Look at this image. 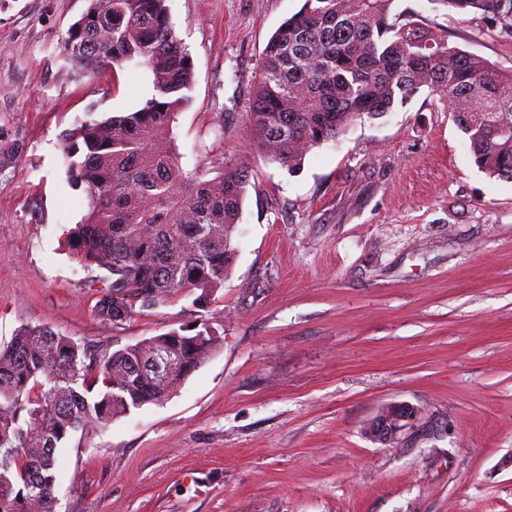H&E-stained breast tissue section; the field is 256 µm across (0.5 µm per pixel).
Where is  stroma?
Returning <instances> with one entry per match:
<instances>
[{
    "mask_svg": "<svg viewBox=\"0 0 512 512\" xmlns=\"http://www.w3.org/2000/svg\"><path fill=\"white\" fill-rule=\"evenodd\" d=\"M303 3L168 0L194 62L184 161H241L250 183L207 307L179 296L112 327L94 312L102 270L64 247L88 201L60 136L140 108L150 74L64 61L88 0H0V343L31 325L114 350L209 318L223 338L168 397L58 449V512H512V180L477 168L425 88L296 173L249 149L263 50ZM392 11L512 69V38L472 17ZM398 403L415 428L372 440Z\"/></svg>",
    "mask_w": 512,
    "mask_h": 512,
    "instance_id": "1",
    "label": "stroma"
}]
</instances>
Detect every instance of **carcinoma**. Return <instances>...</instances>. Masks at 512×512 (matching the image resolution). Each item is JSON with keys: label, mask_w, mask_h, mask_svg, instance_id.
<instances>
[{"label": "carcinoma", "mask_w": 512, "mask_h": 512, "mask_svg": "<svg viewBox=\"0 0 512 512\" xmlns=\"http://www.w3.org/2000/svg\"><path fill=\"white\" fill-rule=\"evenodd\" d=\"M394 0H305L267 42L251 94L249 146L290 172L315 147L406 104L421 88L448 107L475 165L512 179V69L416 33ZM512 37V0H430ZM64 60L87 76L142 65L154 94L141 108L62 135L69 181L88 211L66 247L107 272L95 312L109 325L184 293L205 307L224 284L250 171L217 158L182 164L174 132L194 79L167 0H89ZM209 320L116 350L45 327L0 346V512H55L56 451L76 433L159 402L221 345Z\"/></svg>", "instance_id": "carcinoma-1"}]
</instances>
